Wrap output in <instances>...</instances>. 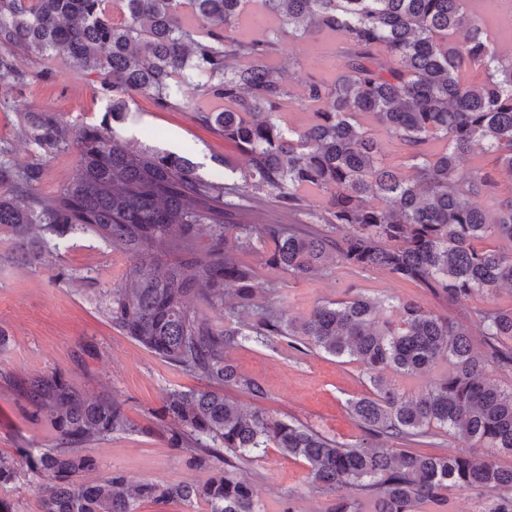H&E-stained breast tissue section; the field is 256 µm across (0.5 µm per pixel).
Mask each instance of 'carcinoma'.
Returning a JSON list of instances; mask_svg holds the SVG:
<instances>
[{"label":"carcinoma","instance_id":"carcinoma-1","mask_svg":"<svg viewBox=\"0 0 512 512\" xmlns=\"http://www.w3.org/2000/svg\"><path fill=\"white\" fill-rule=\"evenodd\" d=\"M473 0H0V83L21 91L47 82L38 66L62 55L99 81L106 113L123 116L133 95L161 111L190 108L245 158L241 183L207 179L189 158L132 149L103 120L74 126L55 112L15 113L34 146L17 165L0 146V235L14 247L0 258H44L46 234H92L123 255L126 269L100 309L113 327L203 382L165 394L161 421L170 446L195 467L221 465L203 484L134 482L118 473L79 480L98 464L93 444L133 424L112 394L86 395L49 369L6 378L17 399L52 435L48 448L0 454V487L25 466L37 479L39 512H137L144 501H202L209 512H258L252 485L224 454L277 448L307 466L309 489L329 498L325 512H422L457 489L482 496L479 512H512V389L487 376L512 369V309L476 308L473 328L414 299L357 294L321 303L302 318L255 309L258 270L239 254L296 277L329 257L359 270H383L448 305L512 286V252L479 242L512 241V192L485 199L495 184L459 162L475 147L512 177V55L488 38ZM327 31L344 68L333 82L309 73L297 100L266 60L294 33ZM315 109L299 130L281 123L286 103ZM382 127L405 152L406 175L385 162L364 126ZM74 153L78 164L52 194L40 191L42 157ZM326 201L308 202V195ZM265 202L305 224L256 218ZM169 260L161 265L156 251ZM235 286L236 302L224 306ZM206 306L207 310L200 309ZM295 344L361 364L370 393L349 410L373 441L345 445L262 408L244 411L224 391L264 397L262 384L236 372L241 341ZM446 363L419 392L385 376L414 377ZM492 453L420 450L435 430ZM353 489L356 495H342Z\"/></svg>","mask_w":512,"mask_h":512}]
</instances>
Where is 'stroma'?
Listing matches in <instances>:
<instances>
[{
    "instance_id": "stroma-1",
    "label": "stroma",
    "mask_w": 512,
    "mask_h": 512,
    "mask_svg": "<svg viewBox=\"0 0 512 512\" xmlns=\"http://www.w3.org/2000/svg\"><path fill=\"white\" fill-rule=\"evenodd\" d=\"M335 48V39L322 32L290 37L270 65L298 95L302 87L294 79L297 70L330 80L340 73L343 61ZM49 65L54 73L50 82L31 84L19 94L10 86H0V97L15 98L22 107L57 113L75 125L100 121L105 101L91 77L81 75L60 56L50 59ZM116 130L133 144L190 157L205 178L227 183L240 180L239 174L220 163L224 157L237 158L236 148L197 123L191 111L161 112L149 97L139 95ZM51 243L54 250L49 261L14 265L2 259L11 242H0V331L7 338L0 346V375L59 368L87 392H111L123 404L134 428L92 446L99 473L117 471L133 481L204 483L210 470L190 466L183 453L171 448L159 419L167 391L197 388L199 380L121 334L96 305L98 293L118 283L125 268L123 258L89 235L55 237ZM327 266L323 275L299 279L264 271V279L274 282L275 290L258 294L256 304L266 308L272 296L279 294L289 315L303 317L317 302L361 292L379 298L415 299L465 327L471 324V309L490 305L512 308V286L449 307L386 272H359L333 259ZM80 344L91 345L94 351L79 367L71 354ZM229 358L241 376L257 379L266 391L262 400L233 391V398L244 409L267 408L278 419L301 422L343 444L364 440L363 430L348 410L350 400L370 389L358 362L295 348L284 338L266 345L244 342L231 350ZM48 444L47 433L21 409L13 389L0 382V451L11 454L21 446L44 448ZM234 471L252 485L260 512H284L288 507L294 512H323L326 506L325 496L308 489L305 464L278 449H267L260 457L235 458Z\"/></svg>"
}]
</instances>
